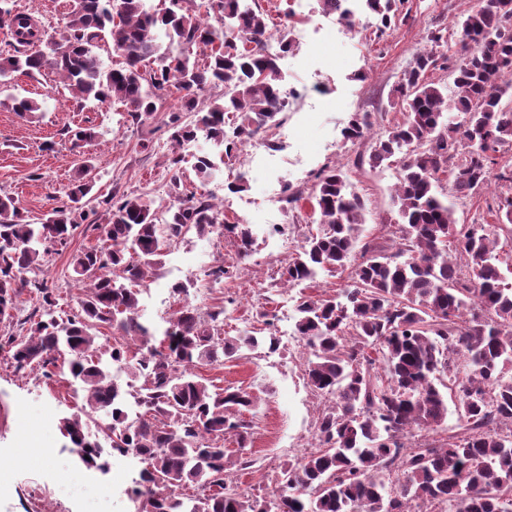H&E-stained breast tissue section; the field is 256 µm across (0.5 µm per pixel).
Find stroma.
Masks as SVG:
<instances>
[{
	"label": "stroma",
	"instance_id": "35a3bbf8",
	"mask_svg": "<svg viewBox=\"0 0 512 512\" xmlns=\"http://www.w3.org/2000/svg\"><path fill=\"white\" fill-rule=\"evenodd\" d=\"M473 3L409 0L407 15L384 35H376L374 19L363 15L353 30L332 37L314 34L301 41L281 62L286 85L320 82L328 94L292 105L285 123L267 131V139L280 149L266 159L261 177L247 178L244 192L231 194L224 188L237 174L239 163L222 165L220 176L204 183L195 174L193 156L210 151V144L201 139L185 149L184 192L222 197L228 223L246 219L254 232L259 261L238 264L231 240L219 239L217 234L188 237L178 251L166 257L149 292L142 294L146 318L157 329H164L178 307L171 294L173 284L208 283V270L226 262L239 266L237 274L217 285L213 293L214 304L228 296L236 301L226 313V331L255 326L261 311L284 315L286 325H293L299 291L282 286L269 275L266 264L282 250H296L305 234L317 230L319 216L309 206L277 207L269 199L283 183L299 177L305 185H312L324 165L345 166L368 201L365 236L386 237L398 218L394 202L397 168L356 164L357 155L368 153L369 146L343 142L341 130L354 112L378 113L380 130L400 120L402 107L395 87L422 47L427 28L439 27L453 34L455 18ZM15 96L36 99L43 105L41 112L32 117L18 115L11 103ZM172 110V103H165L147 120L144 130H149L152 143L145 150L139 145L142 130L125 121L120 103L79 105L49 72L13 74L8 91L0 93V190L17 198L24 214L40 217L63 201L82 156L94 157L95 186L71 246L102 244L98 225L112 198L135 192L157 205H167L168 164L174 149L166 122ZM80 127L95 128L101 137L78 151L72 136ZM278 224L293 228L292 242L271 235L272 226ZM248 283L258 287L260 295L247 304L241 297ZM301 350V344L292 343L279 355L242 358L203 371L216 385L239 386L257 398L249 452L261 465L247 474L246 485L253 494L267 498L276 489L277 477L266 465L268 458L285 448L305 447L311 438L312 394L298 369ZM78 404L60 375L14 372L6 351L0 349V469L9 482L8 492L0 495V512H131L126 490L142 465L134 457L115 454L108 472L84 466L59 430L61 417Z\"/></svg>",
	"mask_w": 512,
	"mask_h": 512
}]
</instances>
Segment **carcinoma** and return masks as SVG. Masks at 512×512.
<instances>
[{"mask_svg":"<svg viewBox=\"0 0 512 512\" xmlns=\"http://www.w3.org/2000/svg\"><path fill=\"white\" fill-rule=\"evenodd\" d=\"M407 3L366 0L381 32L396 27ZM1 23L16 45L0 55V87L15 73L50 68L74 98L118 102L136 125L176 93L168 127L178 148L202 134L231 161L255 131L280 125L288 108L258 0H74L66 25L37 39L41 55L24 50L33 41L14 0H0ZM455 27L452 92L427 77L449 61L441 52L448 38L435 28L396 87L402 119L375 137L371 113L355 112L341 132L346 143L371 141L373 167L403 154L394 249L362 241L365 199L343 166L324 167L308 190L288 194L287 203L308 200L320 217L279 280L304 286L294 335L307 349L304 383L325 407L312 448L280 466L269 501L227 484L232 467L250 466L227 456L224 440L234 436L241 452L249 446L243 413L256 410L255 396L197 370L259 348L275 354L277 338L227 334L225 307L201 315L182 284L174 292L183 303L158 337L142 320L135 287L191 234L226 236L240 257L252 252L250 227L225 222L212 197L181 190L178 153L169 161L167 217L158 221L144 194L112 199L99 225L107 245L71 255L78 310L62 316L59 293L40 273L80 226L93 164H80L67 200L41 218L0 193V323L10 328L0 348L18 373L67 369L83 403L61 429L84 464L105 471L114 452L146 463L140 486L128 492L134 512H512V263L496 249L500 237L512 241V194L469 224L448 205L450 195L468 200L488 187L496 153L512 141V0H475ZM101 46L122 61L103 67ZM220 86L222 95L198 99ZM215 168L209 156H195L199 178ZM321 274H345L347 284L307 293ZM27 295L37 304L29 313ZM114 360L142 383H118ZM450 394L453 431L412 441L445 423Z\"/></svg>","mask_w":512,"mask_h":512,"instance_id":"obj_1","label":"carcinoma"}]
</instances>
